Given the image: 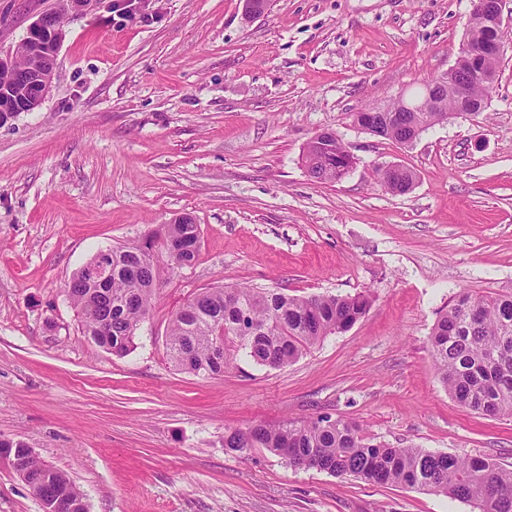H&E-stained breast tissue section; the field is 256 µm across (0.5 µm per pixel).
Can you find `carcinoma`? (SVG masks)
I'll list each match as a JSON object with an SVG mask.
<instances>
[{
	"label": "carcinoma",
	"instance_id": "carcinoma-1",
	"mask_svg": "<svg viewBox=\"0 0 512 512\" xmlns=\"http://www.w3.org/2000/svg\"><path fill=\"white\" fill-rule=\"evenodd\" d=\"M352 117L362 129L374 121L377 136L397 143L448 121L446 112L374 113L370 107ZM304 156L308 174L330 182L342 180L347 175L343 161L353 159L334 131L328 132L319 152L307 143ZM378 176L392 193L403 194L413 183L407 169L380 168ZM156 247L173 254V271L194 264L199 225L181 216L137 242L107 249L110 274L96 283L87 267L103 255L100 250L69 284L67 297L78 310L84 335L115 355L135 348L141 324L152 310L159 272L148 253ZM368 307L369 297L363 293L298 296L276 288H207L172 313L167 353L178 370L203 378L223 375L231 356L240 353L256 365L283 368L326 336L352 327ZM429 349L442 383L462 408L490 419L512 417V293L459 291L434 324ZM258 445L295 468L443 493L477 512H512V469L491 457L395 448L375 441L350 421L328 416L256 425L224 437V447L241 454ZM0 448L19 449L30 474L40 478L41 498L62 496L73 512H86L80 489L64 473L44 468L24 451V442L1 439Z\"/></svg>",
	"mask_w": 512,
	"mask_h": 512
}]
</instances>
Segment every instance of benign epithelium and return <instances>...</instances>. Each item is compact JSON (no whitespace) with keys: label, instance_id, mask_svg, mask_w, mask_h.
<instances>
[{"label":"benign epithelium","instance_id":"1","mask_svg":"<svg viewBox=\"0 0 512 512\" xmlns=\"http://www.w3.org/2000/svg\"><path fill=\"white\" fill-rule=\"evenodd\" d=\"M505 0H472L471 20L481 27L504 28L503 5ZM63 37L62 28L51 27L38 18L33 21L23 38L30 54L38 61L31 69L15 67L14 54H0V70L13 72V92L0 97L7 112H30L38 108L48 94L53 75L55 59ZM491 53L477 40L473 32H468L459 48L455 63L448 68L442 80L429 84L425 96L420 100L401 97L398 101L400 112H422L428 104H441V99L450 96L453 106L448 115L472 117L483 110V103L473 93L477 82L493 89L496 72L488 65ZM35 84L40 88V96L31 99L25 96V86Z\"/></svg>","mask_w":512,"mask_h":512}]
</instances>
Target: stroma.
<instances>
[{"instance_id":"1","label":"stroma","mask_w":512,"mask_h":512,"mask_svg":"<svg viewBox=\"0 0 512 512\" xmlns=\"http://www.w3.org/2000/svg\"><path fill=\"white\" fill-rule=\"evenodd\" d=\"M98 0L66 17L42 104L0 127V438L65 472L88 512H473L448 496L296 469L224 446L256 424L320 416L378 441L485 455L512 469V417L461 408L428 349L463 288L512 293V49L486 113L409 146L352 115L418 93L454 64L470 0ZM58 0H0V51ZM338 133L355 164L309 177L306 143ZM415 175L408 193L377 167ZM190 215L194 265L168 273L136 348L83 335L66 289L97 251ZM291 295L368 292L349 330L296 363L237 358L177 371L172 312L220 284ZM0 512H43L0 456Z\"/></svg>"}]
</instances>
